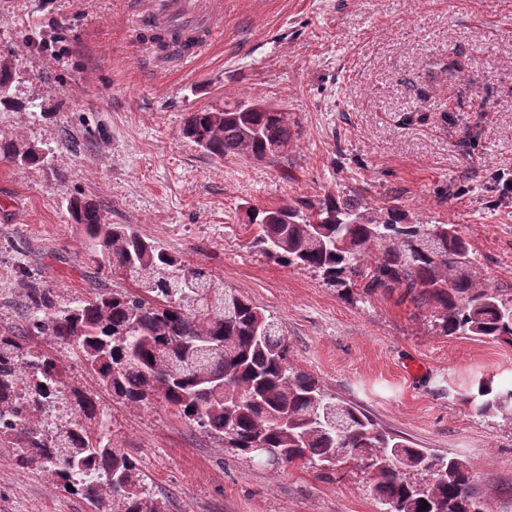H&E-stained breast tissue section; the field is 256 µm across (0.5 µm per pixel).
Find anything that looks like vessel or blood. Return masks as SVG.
<instances>
[{"label": "vessel or blood", "instance_id": "vessel-or-blood-1", "mask_svg": "<svg viewBox=\"0 0 512 512\" xmlns=\"http://www.w3.org/2000/svg\"><path fill=\"white\" fill-rule=\"evenodd\" d=\"M127 6L142 31L174 33L182 41H190V49L178 45L157 55L160 63H183L202 54L222 18L218 0H127Z\"/></svg>", "mask_w": 512, "mask_h": 512}]
</instances>
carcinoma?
I'll list each match as a JSON object with an SVG mask.
<instances>
[{
  "label": "carcinoma",
  "mask_w": 512,
  "mask_h": 512,
  "mask_svg": "<svg viewBox=\"0 0 512 512\" xmlns=\"http://www.w3.org/2000/svg\"><path fill=\"white\" fill-rule=\"evenodd\" d=\"M14 77L12 63L0 61V105L9 103ZM254 103L248 112L240 101L190 112L181 134L219 159L274 161L293 137L288 113ZM0 158L24 168L45 153L2 137ZM69 209L103 277H125L135 288H93L61 307L34 285L30 324L75 350L112 397L138 404L156 396L249 459L251 449L270 448L285 464L319 470L369 460L374 496L396 512H488L473 495L466 461L409 445L293 366L282 327L265 309L132 225L106 223L96 204L73 198ZM245 217L254 247L319 271L349 297L357 285L366 294L402 288L434 307L441 335L512 344V296L476 285L469 244L454 224L414 223L399 205L376 213L332 194L302 207H251ZM459 398L478 417L512 419V387L491 376ZM58 403L70 408L69 419L44 418ZM0 447L13 449L17 471L43 472L100 512H166L137 463L112 447L96 396L75 383L59 353L31 350L2 330Z\"/></svg>",
  "instance_id": "cac0c4a2"
}]
</instances>
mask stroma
I'll use <instances>...</instances> for the list:
<instances>
[{
  "label": "stroma",
  "mask_w": 512,
  "mask_h": 512,
  "mask_svg": "<svg viewBox=\"0 0 512 512\" xmlns=\"http://www.w3.org/2000/svg\"><path fill=\"white\" fill-rule=\"evenodd\" d=\"M223 14L205 56L147 72L126 0H0V60L16 70L0 135L49 151L38 166L0 160V330L53 349L29 330L32 283L63 306L132 288L87 255L67 204L91 200L250 297L282 325L293 365L381 428L465 459L475 496L512 512V420L457 396L489 375L512 383V346L440 335L431 306L401 289L346 298L254 248L241 222L249 203L394 200L457 225L474 281L512 292V198L497 183L512 176V0H223ZM452 51L464 76L448 75ZM251 98L288 113L278 162L216 159L182 136L186 113ZM65 356L167 512H381L363 470L257 465L159 399H112ZM11 454L0 447V512H97Z\"/></svg>",
  "instance_id": "obj_1"
}]
</instances>
